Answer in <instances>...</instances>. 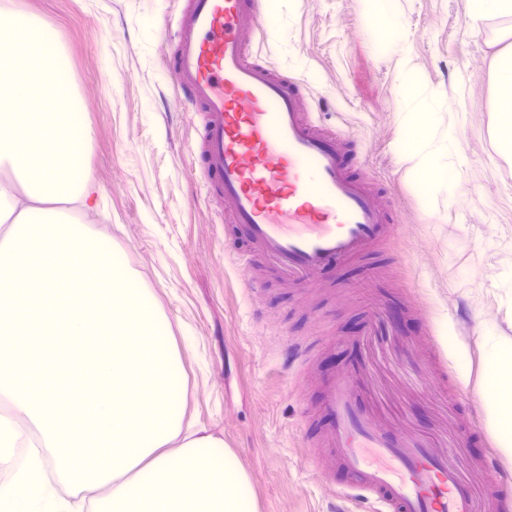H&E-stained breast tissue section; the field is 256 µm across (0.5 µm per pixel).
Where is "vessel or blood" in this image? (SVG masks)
<instances>
[{
  "instance_id": "b4317fda",
  "label": "vessel or blood",
  "mask_w": 512,
  "mask_h": 512,
  "mask_svg": "<svg viewBox=\"0 0 512 512\" xmlns=\"http://www.w3.org/2000/svg\"><path fill=\"white\" fill-rule=\"evenodd\" d=\"M258 32L255 0H186L174 78L203 114L199 155L225 217L300 284L367 254L392 226L380 197L352 174L347 139L321 132L302 87L255 54ZM367 373L355 362L323 382L317 467L342 473L344 494L371 512H505L512 495L498 461L482 462L490 494L476 508L453 449L389 433L362 408Z\"/></svg>"
}]
</instances>
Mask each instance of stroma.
Wrapping results in <instances>:
<instances>
[{
  "label": "stroma",
  "mask_w": 512,
  "mask_h": 512,
  "mask_svg": "<svg viewBox=\"0 0 512 512\" xmlns=\"http://www.w3.org/2000/svg\"><path fill=\"white\" fill-rule=\"evenodd\" d=\"M54 24L93 130L85 160L101 193L84 224L112 236L171 320L185 366L187 416L222 438L247 472L259 512H360L341 479L318 476L321 383L352 359L370 366L364 403L387 431H412L457 450L480 483L497 445L481 415L483 327L512 339V156L500 153L490 43L512 19L472 27L467 0H374L405 36L377 51L363 0H285L277 32L256 52L300 83L326 129L353 142L355 171L379 193L394 236L359 262L308 284L247 248L198 162L199 112L169 66L184 0H20ZM415 75L446 106L467 163L451 195L421 204L396 152L398 84ZM377 317L359 347L347 336ZM456 341L465 365L448 353ZM312 345L306 378L292 376L291 342ZM468 380H461V373Z\"/></svg>",
  "instance_id": "obj_1"
}]
</instances>
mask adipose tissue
I'll use <instances>...</instances> for the list:
<instances>
[{
  "label": "adipose tissue",
  "instance_id": "obj_1",
  "mask_svg": "<svg viewBox=\"0 0 512 512\" xmlns=\"http://www.w3.org/2000/svg\"><path fill=\"white\" fill-rule=\"evenodd\" d=\"M0 27V331L39 316L68 335L112 318L143 357L150 405L96 412L34 390L0 344V394L26 414L0 416V512H257L250 480L222 439L186 422V374L170 319L129 270L124 250L63 206L97 208L84 153L92 139L71 63L52 25L22 9ZM492 54L496 136L512 154V30ZM397 152L412 161L421 203L447 194L466 159L437 97L413 75L398 90ZM480 405L501 452L512 458V341L485 336ZM59 468L47 475L43 449ZM110 486L102 498L95 492Z\"/></svg>",
  "mask_w": 512,
  "mask_h": 512
}]
</instances>
